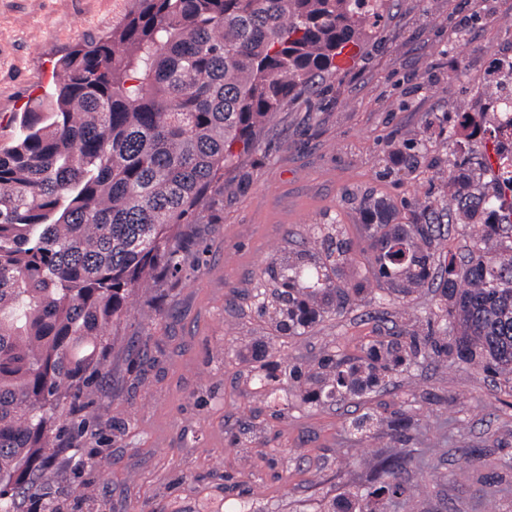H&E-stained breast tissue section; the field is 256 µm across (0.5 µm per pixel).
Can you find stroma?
Wrapping results in <instances>:
<instances>
[{
    "mask_svg": "<svg viewBox=\"0 0 512 512\" xmlns=\"http://www.w3.org/2000/svg\"><path fill=\"white\" fill-rule=\"evenodd\" d=\"M118 23L115 0H0V120L41 91H21L22 78L52 77L61 53L50 39L75 46ZM365 47L320 91L268 119L198 223L183 225L185 273L134 295L105 356L93 407L106 465L78 470L62 450L52 490L86 481L92 512H235L243 502L252 512H322L399 451L410 457L408 503L382 500L376 512H512V398L481 367L445 366L426 350L373 391L319 407L285 392L260 397L253 380L264 346L306 371L336 352L362 360L408 315L442 324L438 288L402 305L370 274L364 205L384 200L401 218L425 197L448 206L447 145L422 151L413 171L392 169L391 156L458 113L488 116L491 66L512 56V0H395ZM456 68L464 78H451ZM315 224L352 242L343 277L362 291L307 334L280 338L261 308L280 265L310 252ZM141 336L144 360L129 351ZM364 413L382 421L370 438L350 426Z\"/></svg>",
    "mask_w": 512,
    "mask_h": 512,
    "instance_id": "obj_1",
    "label": "stroma"
}]
</instances>
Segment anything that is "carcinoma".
Segmentation results:
<instances>
[{
  "instance_id": "carcinoma-1",
  "label": "carcinoma",
  "mask_w": 512,
  "mask_h": 512,
  "mask_svg": "<svg viewBox=\"0 0 512 512\" xmlns=\"http://www.w3.org/2000/svg\"><path fill=\"white\" fill-rule=\"evenodd\" d=\"M391 0H135L112 36L59 60L64 80L50 96L12 116L0 131V512H77L44 501L47 470L73 414L105 376L104 357L136 290L160 274H182L177 230L193 223L234 165L230 147L248 146L263 122L293 103L336 58L358 44ZM493 74L512 88V57ZM452 205L476 219L497 198L459 186L461 141L448 131ZM376 241L370 272L407 297L434 280L441 213L428 200L414 219L393 224L392 207L367 204ZM475 249L448 265L437 309L451 337L412 322L406 339L375 341L367 362L326 356L302 400L366 391L380 376L431 345L442 361L477 363L512 388V225L478 224ZM333 227H314L325 262L288 264L283 300L269 317L302 336L351 287H331L353 261L351 243ZM302 371L265 361L264 387ZM402 454L382 459L383 479L325 512H371L373 498L403 500Z\"/></svg>"
}]
</instances>
